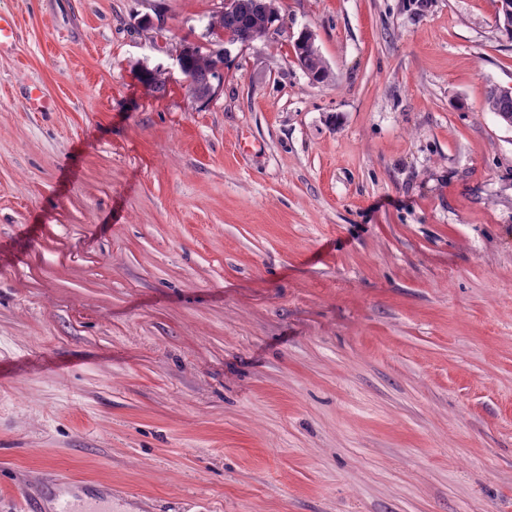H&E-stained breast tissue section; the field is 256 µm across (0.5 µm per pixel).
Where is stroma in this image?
<instances>
[{
	"label": "stroma",
	"instance_id": "obj_1",
	"mask_svg": "<svg viewBox=\"0 0 512 512\" xmlns=\"http://www.w3.org/2000/svg\"><path fill=\"white\" fill-rule=\"evenodd\" d=\"M277 7L0 0V512H512L499 0ZM264 1L268 0H225L224 10L232 9L237 2L238 4L233 11H224L222 15L219 14L221 16L215 24L216 29L212 24L207 29L209 48L203 52V47L199 45H185L182 51L183 67L186 75L193 78L195 88L190 77L185 76L186 82L190 89H194L198 100L208 101L209 90L214 86L213 81L219 84L222 79L216 66L221 62L224 64V57L227 56L228 50L224 48L225 39L232 43L243 44L254 32H260L254 36V39L278 34V26L267 28L273 20L264 6ZM301 43L299 35L293 43V50L299 62L304 66L301 67L306 71L313 82H324L328 77V71L322 56L317 48L313 47L308 50L307 47L301 45ZM498 89L504 97L497 93L496 85L491 84L486 89L484 105L489 112H494L506 124L512 125V87L498 86Z\"/></svg>",
	"mask_w": 512,
	"mask_h": 512
}]
</instances>
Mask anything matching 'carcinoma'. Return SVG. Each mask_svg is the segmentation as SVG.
I'll use <instances>...</instances> for the list:
<instances>
[{"label":"carcinoma","mask_w":512,"mask_h":512,"mask_svg":"<svg viewBox=\"0 0 512 512\" xmlns=\"http://www.w3.org/2000/svg\"><path fill=\"white\" fill-rule=\"evenodd\" d=\"M271 22L272 18L264 6V0H237L234 10L223 13L216 26L207 29L209 48L204 50L199 45H188L183 49V67L186 75L194 80V91L198 100H207L213 82L222 79L216 66L223 62L221 53L224 52V41L243 44L253 33L266 29ZM293 50L313 82L322 83L327 79L328 71L317 48L309 49L296 40ZM484 105L506 124L512 125V98L499 95L496 85L487 87Z\"/></svg>","instance_id":"carcinoma-1"}]
</instances>
